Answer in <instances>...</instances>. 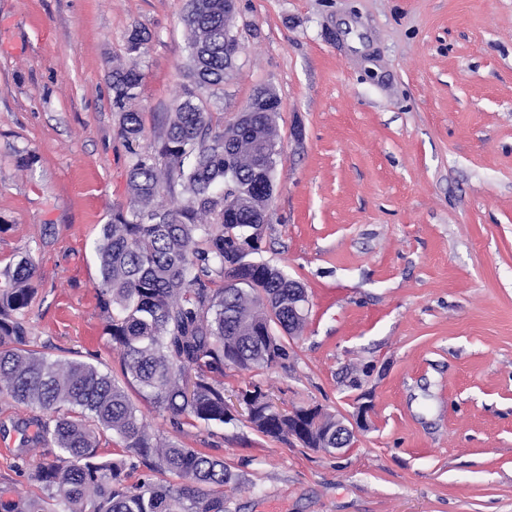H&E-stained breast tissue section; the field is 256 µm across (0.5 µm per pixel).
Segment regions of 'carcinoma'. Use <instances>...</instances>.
<instances>
[{
  "label": "carcinoma",
  "instance_id": "carcinoma-1",
  "mask_svg": "<svg viewBox=\"0 0 512 512\" xmlns=\"http://www.w3.org/2000/svg\"><path fill=\"white\" fill-rule=\"evenodd\" d=\"M233 17L224 0H186L190 85L154 145H142L137 109L145 32H130V62L109 69L117 136L130 155L129 202L112 210L93 251L104 331L121 351L125 384L91 363L31 349L24 317L35 266L25 257L0 278V397L40 408L30 442L51 446L30 475L42 495L1 485L0 512H225L223 487L232 474L224 460L157 440L125 386L177 422L224 425L233 420L224 367L270 369L288 359V274L253 258L263 232L256 205L272 200L281 100L261 87L248 102L256 110L226 124L196 93L223 85L234 68L240 45ZM177 184L181 201L166 203ZM238 398L251 406L247 421L257 432L290 435L288 413L259 385ZM301 424L309 447L336 448L334 416ZM104 432L141 458L150 475L128 482L124 459L101 456Z\"/></svg>",
  "mask_w": 512,
  "mask_h": 512
}]
</instances>
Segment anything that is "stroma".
<instances>
[{
	"label": "stroma",
	"instance_id": "stroma-1",
	"mask_svg": "<svg viewBox=\"0 0 512 512\" xmlns=\"http://www.w3.org/2000/svg\"><path fill=\"white\" fill-rule=\"evenodd\" d=\"M184 0H0V272L36 267L37 350L121 377L92 249L128 202L108 63L136 28L147 140L187 80ZM232 121L275 89L281 143L259 260L309 311L285 365L224 370L285 408L343 420L328 453L243 420L173 423L162 441L223 458L227 512H512V0H239ZM37 411L0 401V484L37 493L22 452Z\"/></svg>",
	"mask_w": 512,
	"mask_h": 512
}]
</instances>
